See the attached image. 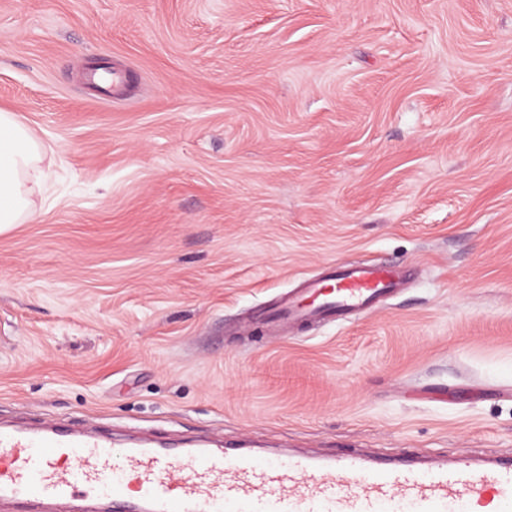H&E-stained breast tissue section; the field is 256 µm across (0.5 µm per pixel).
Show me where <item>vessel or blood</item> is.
I'll use <instances>...</instances> for the list:
<instances>
[{"mask_svg":"<svg viewBox=\"0 0 512 512\" xmlns=\"http://www.w3.org/2000/svg\"><path fill=\"white\" fill-rule=\"evenodd\" d=\"M397 269L337 267L270 315L277 326L344 320L391 295ZM94 512H512V465L442 461L385 466L358 455L287 462L226 448L114 447L110 435L0 427V503L74 512L81 489Z\"/></svg>","mask_w":512,"mask_h":512,"instance_id":"1","label":"vessel or blood"}]
</instances>
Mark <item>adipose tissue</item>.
<instances>
[{"label":"adipose tissue","instance_id":"adipose-tissue-1","mask_svg":"<svg viewBox=\"0 0 512 512\" xmlns=\"http://www.w3.org/2000/svg\"><path fill=\"white\" fill-rule=\"evenodd\" d=\"M51 152L17 113L0 110V233L36 217Z\"/></svg>","mask_w":512,"mask_h":512}]
</instances>
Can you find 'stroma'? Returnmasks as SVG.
<instances>
[{"label":"stroma","instance_id":"35a3bbf8","mask_svg":"<svg viewBox=\"0 0 512 512\" xmlns=\"http://www.w3.org/2000/svg\"><path fill=\"white\" fill-rule=\"evenodd\" d=\"M0 109L54 150L0 234L1 423L512 454V0H0ZM382 259L377 309L269 325Z\"/></svg>","mask_w":512,"mask_h":512}]
</instances>
